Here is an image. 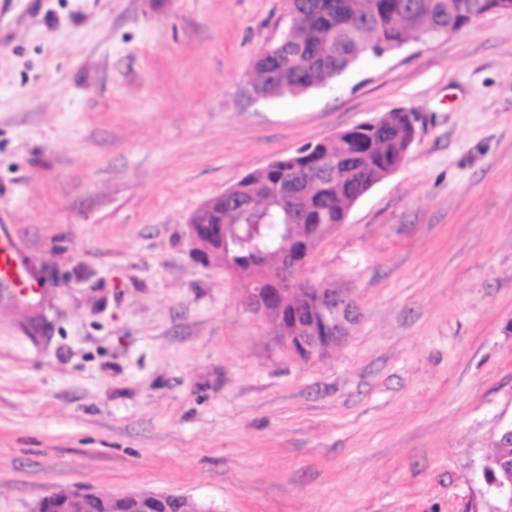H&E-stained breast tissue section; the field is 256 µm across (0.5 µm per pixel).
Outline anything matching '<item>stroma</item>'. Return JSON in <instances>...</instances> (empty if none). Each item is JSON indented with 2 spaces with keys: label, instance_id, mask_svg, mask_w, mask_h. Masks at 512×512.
I'll return each mask as SVG.
<instances>
[{
  "label": "stroma",
  "instance_id": "obj_1",
  "mask_svg": "<svg viewBox=\"0 0 512 512\" xmlns=\"http://www.w3.org/2000/svg\"><path fill=\"white\" fill-rule=\"evenodd\" d=\"M285 0H0V224L49 281L0 302V512L81 490L216 512H494L512 428V11L256 99ZM402 108L417 135L302 277L360 317L286 352L190 215ZM512 476V442L500 443L486 459L484 476L492 481L503 479L504 474Z\"/></svg>",
  "mask_w": 512,
  "mask_h": 512
}]
</instances>
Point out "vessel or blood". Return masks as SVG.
<instances>
[{
    "mask_svg": "<svg viewBox=\"0 0 512 512\" xmlns=\"http://www.w3.org/2000/svg\"><path fill=\"white\" fill-rule=\"evenodd\" d=\"M50 293L47 282L29 264L15 228L0 225V299L39 303Z\"/></svg>",
    "mask_w": 512,
    "mask_h": 512,
    "instance_id": "1",
    "label": "vessel or blood"
}]
</instances>
